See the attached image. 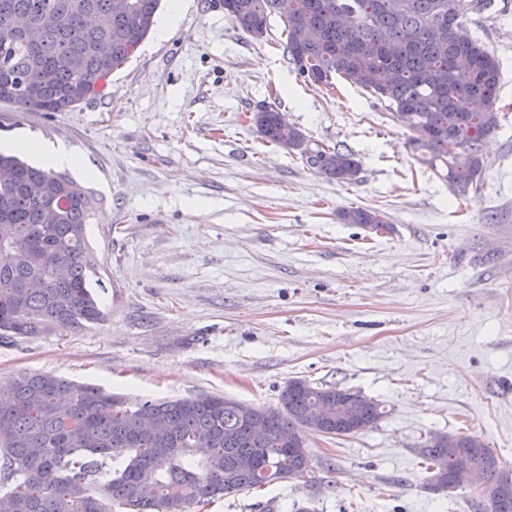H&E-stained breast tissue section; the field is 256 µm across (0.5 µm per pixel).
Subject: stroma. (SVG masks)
Segmentation results:
<instances>
[{
  "label": "stroma",
  "mask_w": 512,
  "mask_h": 512,
  "mask_svg": "<svg viewBox=\"0 0 512 512\" xmlns=\"http://www.w3.org/2000/svg\"><path fill=\"white\" fill-rule=\"evenodd\" d=\"M501 62L500 126L482 146L481 189L453 195L412 155L371 94L315 86L283 56L285 26L250 41L224 0H183L108 88L67 112L0 102V150L61 145L98 200L87 226L104 323L0 341V394L52 372L132 398L223 394L276 408L288 381L378 399L347 437L308 433L315 479L280 481L193 512H472L473 491L427 490L432 435H481L512 466V0L470 15ZM275 103L312 142L351 151L341 184L256 134ZM370 207L387 229L345 224Z\"/></svg>",
  "instance_id": "1"
}]
</instances>
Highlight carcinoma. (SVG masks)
Masks as SVG:
<instances>
[{
	"instance_id": "1",
	"label": "carcinoma",
	"mask_w": 512,
	"mask_h": 512,
	"mask_svg": "<svg viewBox=\"0 0 512 512\" xmlns=\"http://www.w3.org/2000/svg\"><path fill=\"white\" fill-rule=\"evenodd\" d=\"M160 0H131L128 13L111 0H0V101L23 112H66L102 93L147 37ZM492 0H224L234 27L255 41L268 19L285 22L286 54L306 80L332 85L335 75L384 103L392 120L423 132L409 147L456 194L480 188L483 141L499 128L501 69L496 55L466 30L472 13ZM22 14L40 30L34 43L13 31ZM50 73L47 81L41 75ZM38 87V104L26 90ZM252 123L265 142L301 140L297 155L340 183H355L362 164L338 147L312 145L301 130L285 127L279 112L262 104ZM454 146L458 151L452 152ZM14 179L0 186V338L78 332L105 321L95 286L96 261L86 225L94 198L68 173L32 165L0 151ZM66 196L54 224L43 209ZM345 224L380 230L376 209L350 207ZM236 399L202 394L132 401L102 386L76 384L34 372L12 381V399L0 407V491L14 512H190L193 506L239 491L289 481L312 472L306 431L334 436L363 432L382 419V404L359 392L287 383L280 407L254 406L267 422L260 443ZM149 414L154 430L143 433ZM282 434L298 446L285 452ZM429 473L452 490L463 489L470 470L482 472L497 494L494 507L472 499L473 512H512L511 472L484 440L444 434L418 449Z\"/></svg>"
}]
</instances>
